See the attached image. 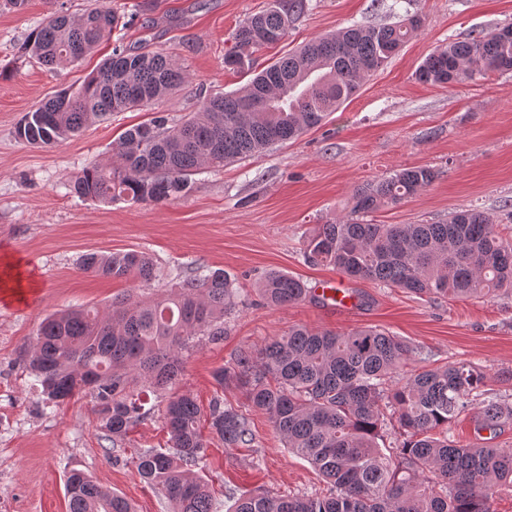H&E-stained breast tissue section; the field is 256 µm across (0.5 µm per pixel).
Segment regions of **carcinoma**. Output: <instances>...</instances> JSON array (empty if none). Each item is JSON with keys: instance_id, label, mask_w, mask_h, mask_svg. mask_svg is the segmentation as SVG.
Masks as SVG:
<instances>
[{"instance_id": "obj_1", "label": "carcinoma", "mask_w": 512, "mask_h": 512, "mask_svg": "<svg viewBox=\"0 0 512 512\" xmlns=\"http://www.w3.org/2000/svg\"><path fill=\"white\" fill-rule=\"evenodd\" d=\"M54 4L23 44L24 56L52 67L78 62L104 39L115 45L77 89L60 91L21 117L15 128L20 141L58 145L95 119L138 110L184 84L171 56L124 43L126 13L100 4L75 17L63 0ZM307 9V0H272L247 17L224 66L245 70L254 52L285 40ZM422 24L415 14L391 24L351 25L288 53L239 90L208 96L179 123L157 112L126 130L112 161L84 168L69 190L103 204L175 198L201 166L222 167L319 126ZM491 70L512 71V23L448 42L423 60L416 77L431 85L463 84ZM439 175L431 167H407L356 188L345 219L317 224L304 236L305 260L419 297L511 294L512 234L483 212L455 211L441 224L365 220L430 187ZM80 269L140 286L159 276L153 260L137 251L88 252ZM257 292L267 305L285 307L309 298L311 289L272 270ZM236 298L234 279L222 269L188 275L163 297L144 301L127 294L113 301L109 315L80 308L47 319L20 361L51 401L90 395L101 430L118 444L149 414L147 389L174 387L196 340L224 338V312ZM416 356L417 348L377 327L337 333L294 325L264 349L243 348L216 369L217 384L245 389L249 405L268 415L284 447L325 483L316 496L247 494L232 512H493L499 489L512 488V446H463L448 436V424L478 404L477 428L495 432L512 424V404L484 399L485 373L465 362L421 368L389 384ZM386 409L400 439L383 448ZM200 417L191 395L172 393L162 410L167 447L133 457L139 475L172 512L217 510L196 472L209 443ZM208 420L226 448L253 441L249 419L219 398ZM67 495L69 512H134L82 471L69 474Z\"/></svg>"}]
</instances>
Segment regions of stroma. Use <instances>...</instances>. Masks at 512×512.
<instances>
[{
    "mask_svg": "<svg viewBox=\"0 0 512 512\" xmlns=\"http://www.w3.org/2000/svg\"><path fill=\"white\" fill-rule=\"evenodd\" d=\"M269 2L150 0V11L127 30L126 41L172 56L186 75L184 85L142 109L90 123L51 148L18 140L17 122L58 90L78 87L111 54L113 43L101 42L76 65L49 69L20 59L19 50L50 12V0L0 10V260L20 261L35 284L23 302L0 298V512H67L66 480L74 470L91 474L136 512H169L133 463L138 451L166 445L159 398L149 396L150 415L116 447L102 432L90 397L46 400L19 357L52 313L77 306L105 312L114 298L133 290L141 299H155L197 269L224 270L238 290L223 341L198 342L176 385L201 409L217 396L245 408L242 389L218 386L214 370L241 348L261 349L292 325L338 332L382 328L417 347L423 365L471 362L496 393L512 398L511 295L427 302L330 266L309 265L303 257L305 234L345 217L356 186L406 167L430 166L440 176L426 191L374 213V223L435 224L461 208L506 223L512 72L450 86L421 83L415 71L449 40L512 22V0H309L285 41L254 54L251 71L226 69L234 32ZM414 13L424 24L398 55L298 140L221 168L202 167L181 196L163 203L107 205L70 193L71 177L108 163L119 136L153 113L180 120L198 111L205 96L238 90L251 72L316 37ZM93 251L146 253L161 278L138 290L129 281L80 273L81 256ZM271 270L312 287L331 282L348 289L354 308L339 314L313 299L282 308L260 305L256 284ZM247 416L254 433L250 446L227 448L215 439L206 451L201 475L220 512H228L234 497L257 489L319 493L324 483L318 472L284 448L268 416L253 410Z\"/></svg>",
    "mask_w": 512,
    "mask_h": 512,
    "instance_id": "1",
    "label": "stroma"
}]
</instances>
